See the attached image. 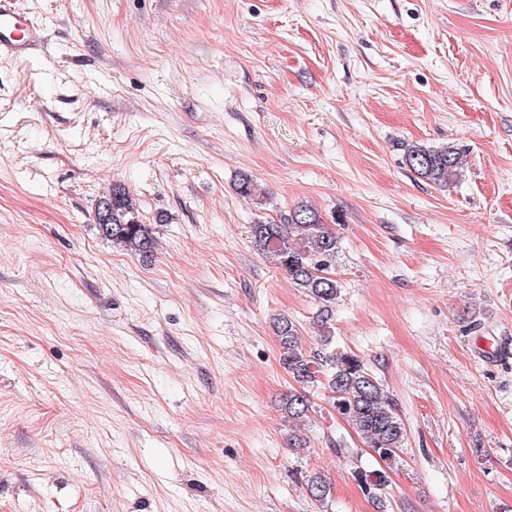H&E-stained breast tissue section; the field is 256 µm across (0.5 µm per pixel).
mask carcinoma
<instances>
[{
	"mask_svg": "<svg viewBox=\"0 0 512 512\" xmlns=\"http://www.w3.org/2000/svg\"><path fill=\"white\" fill-rule=\"evenodd\" d=\"M463 149L454 143L427 146L417 142L403 148V163L439 188L461 177ZM251 239L272 259L285 277L317 305L318 346L304 348L296 324L283 316L276 320L280 364L296 383L282 404L293 426L317 413L310 399L312 389L327 391V402L361 441L377 452L381 464L358 466L352 476L363 494L384 512L382 490L388 481L385 468L397 463L406 439V428L393 399L367 370L363 360L336 348L332 316L342 285L324 272L333 268L341 251V238L314 207L303 204L275 221L251 225ZM101 238L126 251L146 257L156 249L153 227L142 221L137 201L121 184L112 185V211ZM308 494L323 505L331 496V483L315 472L306 479Z\"/></svg>",
	"mask_w": 512,
	"mask_h": 512,
	"instance_id": "cac0c4a2",
	"label": "carcinoma"
}]
</instances>
